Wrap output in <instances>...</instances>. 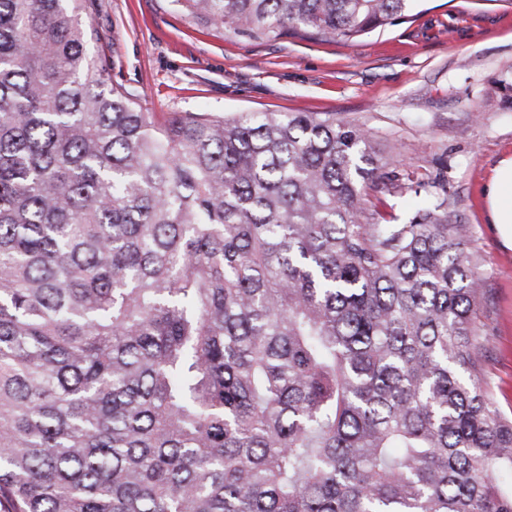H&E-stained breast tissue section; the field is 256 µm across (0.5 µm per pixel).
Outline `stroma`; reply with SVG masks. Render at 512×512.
I'll return each mask as SVG.
<instances>
[{
	"label": "stroma",
	"mask_w": 512,
	"mask_h": 512,
	"mask_svg": "<svg viewBox=\"0 0 512 512\" xmlns=\"http://www.w3.org/2000/svg\"><path fill=\"white\" fill-rule=\"evenodd\" d=\"M113 85L146 112H313L352 122L390 146L401 179L372 193L373 211L404 224L448 190L485 291L482 386L512 414V250L483 209L485 179L512 152V109L496 80L512 71V0H413L403 19L354 44L299 33L254 40L202 28L171 0H88Z\"/></svg>",
	"instance_id": "35a3bbf8"
}]
</instances>
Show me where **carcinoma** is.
Segmentation results:
<instances>
[{"mask_svg":"<svg viewBox=\"0 0 512 512\" xmlns=\"http://www.w3.org/2000/svg\"><path fill=\"white\" fill-rule=\"evenodd\" d=\"M87 0H0V512H512L479 258L312 113L145 112ZM409 0H172L351 44Z\"/></svg>","mask_w":512,"mask_h":512,"instance_id":"1","label":"carcinoma"}]
</instances>
